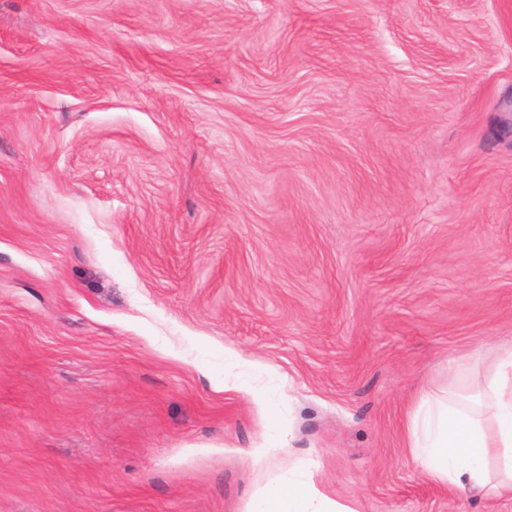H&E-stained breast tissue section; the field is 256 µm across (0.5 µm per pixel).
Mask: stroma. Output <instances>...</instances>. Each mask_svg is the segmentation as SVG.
Returning a JSON list of instances; mask_svg holds the SVG:
<instances>
[{"mask_svg": "<svg viewBox=\"0 0 512 512\" xmlns=\"http://www.w3.org/2000/svg\"><path fill=\"white\" fill-rule=\"evenodd\" d=\"M511 111L512 0H0V512H512L407 435L512 342ZM230 357L233 360V366L241 368V371L236 375V378L234 379L233 386L236 385L239 378H246L250 392L255 394V397L258 401L265 403L269 412L275 415L277 413V406L274 401L270 399L266 389L264 387H258L252 383V375L253 371L255 370V365L250 361L243 359L237 354ZM245 512H355L327 495L310 462H289L288 477L270 480L251 497Z\"/></svg>", "mask_w": 512, "mask_h": 512, "instance_id": "stroma-1", "label": "stroma"}]
</instances>
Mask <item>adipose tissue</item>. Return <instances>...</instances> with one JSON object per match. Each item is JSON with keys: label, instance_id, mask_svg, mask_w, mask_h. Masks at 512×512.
<instances>
[{"label": "adipose tissue", "instance_id": "adipose-tissue-1", "mask_svg": "<svg viewBox=\"0 0 512 512\" xmlns=\"http://www.w3.org/2000/svg\"><path fill=\"white\" fill-rule=\"evenodd\" d=\"M413 461L433 481L464 494L512 496V346L493 357L477 389L449 381L444 395L423 393L408 423ZM245 512H354L331 498L310 462L291 461Z\"/></svg>", "mask_w": 512, "mask_h": 512}]
</instances>
